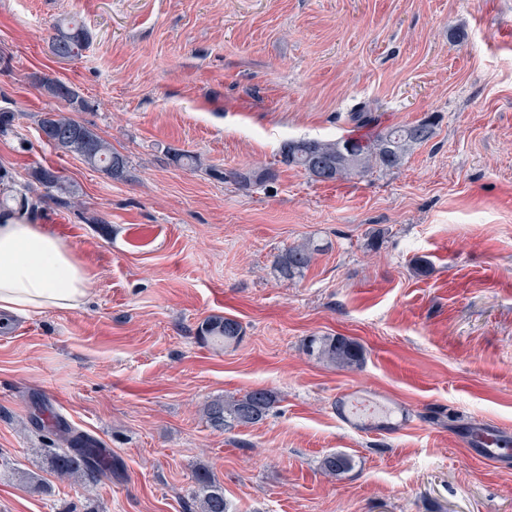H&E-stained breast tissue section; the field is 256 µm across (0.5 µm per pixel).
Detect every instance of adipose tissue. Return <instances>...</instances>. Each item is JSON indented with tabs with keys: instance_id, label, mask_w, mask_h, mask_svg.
<instances>
[{
	"instance_id": "1",
	"label": "adipose tissue",
	"mask_w": 512,
	"mask_h": 512,
	"mask_svg": "<svg viewBox=\"0 0 512 512\" xmlns=\"http://www.w3.org/2000/svg\"><path fill=\"white\" fill-rule=\"evenodd\" d=\"M91 271L30 209L0 213V317L82 309Z\"/></svg>"
}]
</instances>
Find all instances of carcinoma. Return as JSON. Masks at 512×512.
<instances>
[{"label":"carcinoma","instance_id":"carcinoma-1","mask_svg":"<svg viewBox=\"0 0 512 512\" xmlns=\"http://www.w3.org/2000/svg\"><path fill=\"white\" fill-rule=\"evenodd\" d=\"M90 42V34L84 25L75 19L60 23L50 39L52 54L69 59L79 56ZM45 93L65 101L74 111L87 108L88 100L74 86L56 78L43 75L37 78ZM354 120L360 128L371 132L360 137H345L336 140L315 138L287 139L280 144V163L287 167H299L316 181L336 182L353 176H362L379 168L392 170L400 167L408 152L416 145L427 142L433 136V124L421 120L408 125L380 127L377 117L368 111L359 112ZM38 128L46 131V144L66 153L79 156L86 164L104 172L108 177L122 180L128 171V158L112 149L91 128L81 124L62 112L40 114ZM277 173L266 168L253 175L235 173L239 183L248 184L272 181ZM14 177L6 168H0V185L6 193L0 194V209L17 199L13 194ZM27 191L50 198L60 206H69L78 199L79 191L72 182L50 166H36L28 172ZM325 249V245L309 239L293 245L278 254L273 269L285 280L303 275L311 265L314 254ZM202 339L214 346L224 348L239 343L243 336L241 323L230 317L214 315L198 327ZM311 355L344 369H355L364 361L362 345L345 336H313L306 345ZM275 403L274 394L265 389H255L240 398L215 399L205 406L207 422L216 430L226 431L235 426L256 424L267 416ZM56 435L65 445L52 461L55 471L64 478L85 473L96 474L112 468V457L98 448L95 440L57 422ZM351 459L340 452L326 455L321 462L323 470L336 474L349 469ZM197 490L194 493V512H231L224 498V487L204 470L196 475Z\"/></svg>","mask_w":512,"mask_h":512}]
</instances>
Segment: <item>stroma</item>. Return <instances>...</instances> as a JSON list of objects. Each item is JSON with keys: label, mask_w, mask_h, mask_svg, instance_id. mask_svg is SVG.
<instances>
[{"label": "stroma", "mask_w": 512, "mask_h": 512, "mask_svg": "<svg viewBox=\"0 0 512 512\" xmlns=\"http://www.w3.org/2000/svg\"><path fill=\"white\" fill-rule=\"evenodd\" d=\"M71 17L92 39L62 61L49 38ZM42 73L88 99L73 118L126 179L40 140V113L69 111ZM363 107L435 134L346 181L276 165L285 139L356 134ZM0 108L16 189L36 164L78 185L36 219L94 275L84 309L0 329V512H190L203 467L232 512H512V447L490 463L467 445L512 436V0H0ZM270 166L263 185L210 174ZM309 238L325 251L279 278L275 256ZM211 315L242 324L238 345L200 340ZM311 336L358 341L362 366L307 355ZM258 388L276 396L262 421L210 427L206 403ZM347 394L405 421L350 427ZM58 418L110 474L58 477ZM334 452L352 459L338 476Z\"/></svg>", "instance_id": "obj_1"}]
</instances>
